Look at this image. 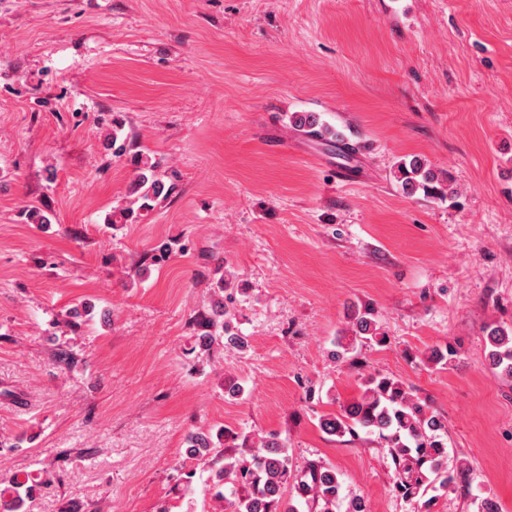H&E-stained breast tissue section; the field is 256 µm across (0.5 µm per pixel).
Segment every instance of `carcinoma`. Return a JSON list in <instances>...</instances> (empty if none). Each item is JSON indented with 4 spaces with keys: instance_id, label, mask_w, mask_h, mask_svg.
Returning <instances> with one entry per match:
<instances>
[{
    "instance_id": "1",
    "label": "carcinoma",
    "mask_w": 512,
    "mask_h": 512,
    "mask_svg": "<svg viewBox=\"0 0 512 512\" xmlns=\"http://www.w3.org/2000/svg\"><path fill=\"white\" fill-rule=\"evenodd\" d=\"M290 122L298 130L314 131L316 117L310 112H295ZM136 171L129 196L138 210L152 209V202L167 197L175 184H166L159 173L160 162L136 153L129 158ZM397 179L409 194L418 190L436 194L444 192L439 175L419 157L399 162ZM224 303L216 301L212 315L205 319L204 337L212 344L223 340L230 345L244 344V338L231 332ZM370 310L358 315L355 339L386 342L373 331ZM490 346L487 361L502 378L512 380V330L497 326L487 333ZM320 429L331 436L358 435L363 431L376 434L387 448L394 466L393 490L401 498L414 503V512H432L436 492L454 490L464 482L465 467L448 468V454L442 433L446 423L400 380L381 374L368 377L361 395L343 407L339 414L323 415ZM227 442L238 443L240 456L224 458L215 471L213 498L227 502L231 512H336L343 500L342 484L336 472L319 461L309 462L302 470H293V462L285 445L266 441L256 448L245 436L226 431ZM188 451L205 466L214 464L210 443L190 435ZM45 485L39 476L27 474L14 478L0 488V512H22L27 500Z\"/></svg>"
}]
</instances>
